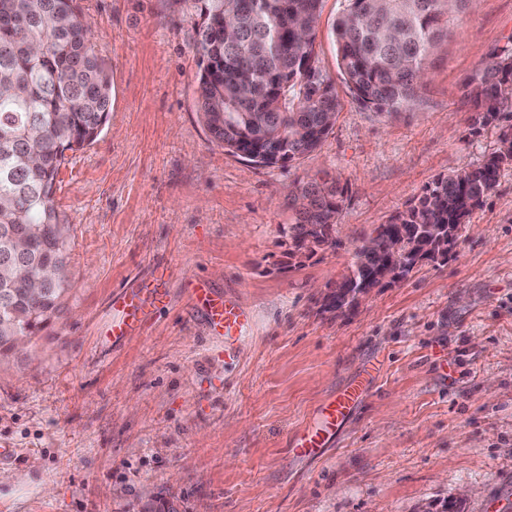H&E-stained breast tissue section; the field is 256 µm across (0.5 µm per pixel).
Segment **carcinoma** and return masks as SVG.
<instances>
[{
	"label": "carcinoma",
	"instance_id": "1",
	"mask_svg": "<svg viewBox=\"0 0 512 512\" xmlns=\"http://www.w3.org/2000/svg\"><path fill=\"white\" fill-rule=\"evenodd\" d=\"M198 107L213 138L227 152L261 167L298 160L327 137L341 101L315 65L321 0H193ZM465 0H344L333 25L340 74L353 99L380 112L410 108L432 51L448 36ZM0 270L24 268L38 278L67 266L69 243L54 203L66 152L103 132L112 84L95 54L77 0H0ZM474 127L512 108V55L493 54L471 82ZM512 165V129L501 132L482 163L439 176L418 202L374 232L380 250L353 251L341 288L381 285L388 273L407 278L421 263H445L472 211ZM346 187L322 177L300 181L294 223L283 229L296 257L314 237L334 250ZM11 236L23 237L14 252ZM401 244L399 250L393 246ZM57 278L31 290L26 279L0 276V357L15 337L33 340L47 329L69 292Z\"/></svg>",
	"mask_w": 512,
	"mask_h": 512
}]
</instances>
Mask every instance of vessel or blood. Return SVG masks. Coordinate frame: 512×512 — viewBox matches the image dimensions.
<instances>
[{
	"label": "vessel or blood",
	"instance_id": "obj_1",
	"mask_svg": "<svg viewBox=\"0 0 512 512\" xmlns=\"http://www.w3.org/2000/svg\"><path fill=\"white\" fill-rule=\"evenodd\" d=\"M168 276L165 267H156L143 287L125 290L115 295L112 307L119 318L112 324L113 336L120 337L137 327L165 302L162 284ZM190 299L201 310L213 327L223 329L225 335H233L241 329L247 315L241 305L233 299L222 297L204 287L192 288ZM367 385L357 380L348 385L334 399L322 404L313 425L296 434L291 442L295 456L312 458L319 456L339 436L345 422L355 406L363 399Z\"/></svg>",
	"mask_w": 512,
	"mask_h": 512
}]
</instances>
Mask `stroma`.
<instances>
[{
  "label": "stroma",
  "instance_id": "1",
  "mask_svg": "<svg viewBox=\"0 0 512 512\" xmlns=\"http://www.w3.org/2000/svg\"><path fill=\"white\" fill-rule=\"evenodd\" d=\"M112 83L92 144L68 153L55 206L71 291L28 351L0 362V512H512V166L443 265L327 297L354 242L479 163L512 112L474 128L468 85L512 54V0H475L430 58L415 105L355 102L336 62L343 0H322L316 60L344 107L284 167L228 154L197 108L190 0H79ZM346 184L342 244L297 264L281 229L298 181ZM168 268L169 297L112 338V297ZM236 299L240 332L211 331L195 279ZM363 403L319 457L289 451L356 376Z\"/></svg>",
  "mask_w": 512,
  "mask_h": 512
}]
</instances>
